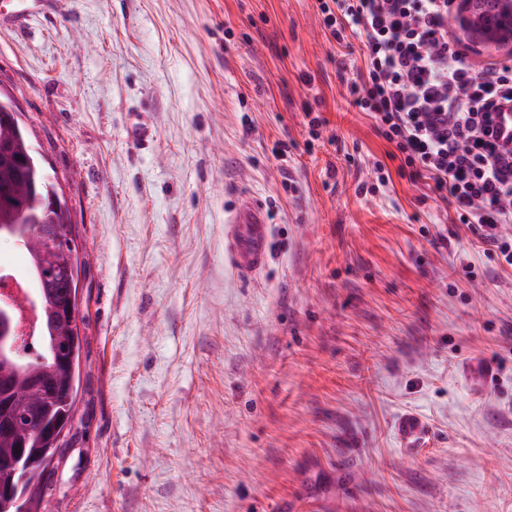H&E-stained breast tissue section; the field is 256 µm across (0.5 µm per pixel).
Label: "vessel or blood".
I'll list each match as a JSON object with an SVG mask.
<instances>
[{
  "label": "vessel or blood",
  "mask_w": 512,
  "mask_h": 512,
  "mask_svg": "<svg viewBox=\"0 0 512 512\" xmlns=\"http://www.w3.org/2000/svg\"><path fill=\"white\" fill-rule=\"evenodd\" d=\"M263 202L247 199L234 210L224 233V254L240 276L264 270L270 257L271 229ZM395 433L408 452H415L428 436L422 419L414 413L400 416Z\"/></svg>",
  "instance_id": "b4317fda"
}]
</instances>
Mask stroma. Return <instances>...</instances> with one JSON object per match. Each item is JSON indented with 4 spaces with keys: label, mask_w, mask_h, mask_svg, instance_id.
Returning <instances> with one entry per match:
<instances>
[{
    "label": "stroma",
    "mask_w": 512,
    "mask_h": 512,
    "mask_svg": "<svg viewBox=\"0 0 512 512\" xmlns=\"http://www.w3.org/2000/svg\"><path fill=\"white\" fill-rule=\"evenodd\" d=\"M336 59L316 0L0 23V94L82 243L74 422L40 512H512V266L423 184L359 193L387 144ZM247 197L273 234L248 280L224 257ZM395 433L405 450L413 453L428 437V429L422 419L414 413L400 416L395 425Z\"/></svg>",
    "instance_id": "obj_1"
}]
</instances>
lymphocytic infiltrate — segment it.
<instances>
[{"label":"lymphocytic infiltrate","mask_w":512,"mask_h":512,"mask_svg":"<svg viewBox=\"0 0 512 512\" xmlns=\"http://www.w3.org/2000/svg\"><path fill=\"white\" fill-rule=\"evenodd\" d=\"M331 41L362 40L353 104L388 144L377 180L408 174L452 200L454 223L466 225L488 252L512 266V150L497 143L493 122L512 105V64L474 69L468 45L449 37L454 0H317Z\"/></svg>","instance_id":"obj_1"}]
</instances>
